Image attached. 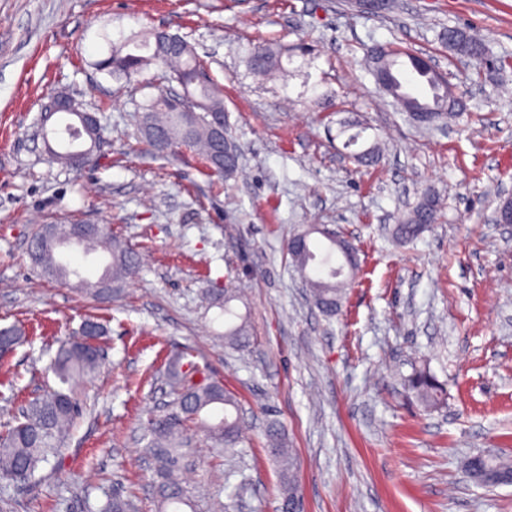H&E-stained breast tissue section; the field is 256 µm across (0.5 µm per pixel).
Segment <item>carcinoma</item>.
Wrapping results in <instances>:
<instances>
[{"label":"carcinoma","instance_id":"obj_1","mask_svg":"<svg viewBox=\"0 0 512 512\" xmlns=\"http://www.w3.org/2000/svg\"><path fill=\"white\" fill-rule=\"evenodd\" d=\"M98 37L106 46V54L94 62L97 71L130 82L154 66L181 86L179 95L161 90L142 105L139 126L149 149L168 157L184 147L206 170H215L214 176L226 181L233 178L239 167L238 146L229 132H224L227 151L224 153V171H219L210 123L211 114L225 112L224 97L210 80L201 79L205 65L193 46L185 39L173 45L163 43L156 29L127 33L121 28L112 33L104 28ZM444 39L448 48L462 58L481 60L487 53L485 43L466 30L450 28ZM281 58L282 51L258 44L252 48L247 64L252 71L265 74L280 67ZM367 61L372 72L382 68L390 81L393 101L402 111L407 113L412 107L430 113V120L425 123L427 127L444 122L448 118V105L458 104L457 99H448V84L435 76L434 66L422 56L386 44L373 46ZM408 73L422 77L430 96L418 98L408 91L404 83ZM59 118L58 113L42 112L38 123L52 157L69 166L74 147L92 143V136L76 122L62 123ZM52 140L60 149L50 144ZM438 220V203L426 194L396 226L395 234L402 240L412 241ZM295 239V235L290 237L286 245L292 266L305 280L316 306L329 317L337 315L346 286V280L340 276L346 269L357 268L354 248L348 243L342 247L332 239L331 250L319 261L308 240L304 250H292ZM70 246L82 248L86 257L108 255L109 260L97 279L84 276L80 268L63 261L62 251ZM30 252L34 265L44 278L65 284L74 278L78 287L100 301L112 298L140 269L139 254L123 244L104 224L85 230L77 224H45L35 234ZM235 299V291L226 289L224 297L212 299L211 304L222 310L227 322L225 342L234 349L243 350L250 346V333L246 317L231 307ZM104 333L101 323L86 319L82 322L81 337L61 344L50 359L47 370L58 379L60 387L29 401L17 424L0 436L1 483L14 485L21 477L29 484L35 480L42 465L61 455L65 436L84 411L83 401L74 391L72 382L77 377L89 379L98 369L100 357L94 341ZM23 341L19 329H0V357L14 351ZM194 374L195 365L186 360L184 353L170 356L167 384L173 399L161 413L151 415L143 429L146 440L143 452L150 461L156 512H196L192 496L182 481V471L191 453L187 436L189 426L202 431L226 454L235 453L244 438L245 426L237 397L210 377L202 375L196 379ZM404 388L426 408H434L443 400L441 384L425 369H416L405 378ZM265 437L266 443L275 448L271 457L282 491V505L301 503L295 458L284 428L278 422H271ZM465 471L473 480L492 485L496 478L512 475V461L499 459L486 463L474 456L466 462ZM94 512H139V507L130 497L108 495Z\"/></svg>","mask_w":512,"mask_h":512}]
</instances>
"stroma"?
I'll return each mask as SVG.
<instances>
[{"mask_svg": "<svg viewBox=\"0 0 512 512\" xmlns=\"http://www.w3.org/2000/svg\"><path fill=\"white\" fill-rule=\"evenodd\" d=\"M393 12L347 0H0V328L26 340L0 359V434L55 386L46 366L85 316L103 319L105 357L77 379L86 412L40 483L0 488L11 512H88L105 494L134 493L154 512L143 425L169 399L170 354L190 351L238 398L249 430L234 457L192 435L188 474L198 512L217 490L225 512H278L264 430L279 421L296 451L305 512H512V485L482 486L465 462L512 458V224L495 221L512 195V0H398ZM482 36L485 60L449 52L443 32ZM166 28L194 46L220 84L240 167L204 176L196 157L162 159L138 130L151 91L96 71L101 29ZM303 42L310 56L261 80L253 45ZM390 42L429 57L465 110L441 128L399 114L365 57ZM66 89L100 109L96 163L55 162L36 133L40 105ZM381 140L380 163H355L344 125ZM434 192L441 219L410 243L392 230ZM110 225L141 258L108 302L40 277L28 256L52 220ZM311 225L359 249L341 312L309 301L285 251ZM245 291L251 346L225 345L224 316L205 294ZM427 368L446 388L425 410L402 380Z\"/></svg>", "mask_w": 512, "mask_h": 512, "instance_id": "1", "label": "stroma"}]
</instances>
